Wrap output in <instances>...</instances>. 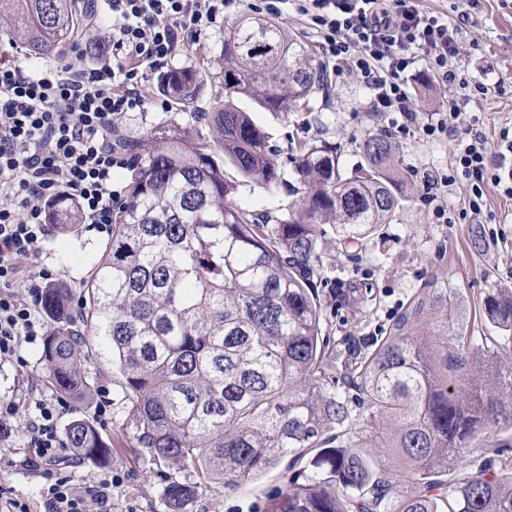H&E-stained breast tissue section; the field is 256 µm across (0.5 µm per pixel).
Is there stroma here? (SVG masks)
I'll use <instances>...</instances> for the list:
<instances>
[{
    "label": "stroma",
    "instance_id": "stroma-1",
    "mask_svg": "<svg viewBox=\"0 0 512 512\" xmlns=\"http://www.w3.org/2000/svg\"><path fill=\"white\" fill-rule=\"evenodd\" d=\"M420 6L460 24L462 35L454 83H443L422 63L410 72L407 91L412 121H405L398 112H371L369 89L361 77L347 70L331 74L327 88L315 93L308 107L298 111L264 112L251 101L240 103L269 133L274 145L287 147L292 133L310 142L325 140L340 146L341 162L348 169L361 162L358 147L367 135L393 136L395 124H409V135L393 138L403 160L399 176L411 188V200L391 223L356 243L340 240L334 225L326 227L323 303L334 335L350 336L360 347L370 344L413 305L422 288L428 295L413 335L437 344L455 336L498 339L499 331L483 318V301L496 290L512 292V199L488 184L481 210L469 213L470 185L455 168L456 154L469 141L470 131L483 132L487 137L491 145L487 166L491 169L500 162L496 144L501 132L512 131V0H420ZM223 46L224 30L218 27L185 45L172 64L196 65L208 59L211 77L207 86L217 88L222 80L217 60ZM156 82V77H149L144 88L145 108L122 120V134L141 136L174 115L192 123L197 113L209 111L210 98L206 95L182 109L166 103L156 90ZM477 83L491 88L488 98L469 96V88ZM451 97L460 103V117L447 133L424 135L423 123L446 108ZM443 174L451 175L452 182L437 187L435 193L438 204L448 209L450 221L446 224L436 222L423 197L426 185ZM475 226L481 227L486 242L478 251L470 244ZM109 238V233L86 224L64 240L50 235L38 249L37 262L50 270L55 280L76 289L90 272L88 256L99 253ZM446 289L453 290L456 297L455 314L449 322L440 314V293ZM42 349V340L25 342L14 359L0 361V401L13 398L18 404L10 420L12 436L0 442V510L16 499L28 503L32 512H44L48 481L41 474L5 464L6 459L15 462L26 452L23 426L30 403L57 398L43 381ZM84 370L93 395L69 401L58 426L66 428L75 419L93 421L112 440V462L104 468L71 453L60 465L62 474L70 476L79 488L111 476L112 512H167L163 490L174 469L162 461L142 459L137 449L123 444V393L111 364L93 356L86 359ZM102 390L108 392L111 405L106 414L99 415L94 395ZM483 437L498 448L499 454L491 458L484 449L468 448L465 456L469 469H478L488 461L497 470L511 467L512 428L491 426ZM286 485L285 470L277 467L237 488L202 492L193 512H261L268 498Z\"/></svg>",
    "mask_w": 512,
    "mask_h": 512
}]
</instances>
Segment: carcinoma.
Instances as JSON below:
<instances>
[{
    "label": "carcinoma",
    "mask_w": 512,
    "mask_h": 512,
    "mask_svg": "<svg viewBox=\"0 0 512 512\" xmlns=\"http://www.w3.org/2000/svg\"><path fill=\"white\" fill-rule=\"evenodd\" d=\"M92 23L81 0H0V31L36 55H65ZM221 63L224 101L206 113L208 135L174 117L122 139L130 163L111 238L79 294L45 289L54 326L44 379L80 399L89 385L80 358L95 350L111 362L129 447L181 474L165 486L168 512H191L201 492L232 489L284 461L305 466L263 512H441L433 475L463 467L475 442L499 453L482 432L512 423V365L500 366L485 337L437 347L412 335L409 311L367 352L340 348L315 281L324 225L353 242L392 221L405 202L395 147L365 138L364 161L350 170L325 141H301L282 160L233 99L285 112L323 88L327 72L282 26L260 19L224 30ZM207 78L176 68L157 90L190 103ZM227 164L238 179L224 176ZM252 184L288 186L298 208L256 217L236 202ZM46 212L61 235L82 223L67 197L49 200ZM483 314L512 339V294L489 295ZM66 437L88 462L112 461V441L92 423L71 421ZM389 457L407 483L396 499L381 476ZM443 500L448 512H512V479L467 474Z\"/></svg>",
    "instance_id": "obj_1"
}]
</instances>
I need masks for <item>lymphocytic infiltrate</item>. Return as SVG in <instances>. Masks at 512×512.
Listing matches in <instances>:
<instances>
[{
	"instance_id": "lymphocytic-infiltrate-1",
	"label": "lymphocytic infiltrate",
	"mask_w": 512,
	"mask_h": 512,
	"mask_svg": "<svg viewBox=\"0 0 512 512\" xmlns=\"http://www.w3.org/2000/svg\"><path fill=\"white\" fill-rule=\"evenodd\" d=\"M111 48L85 65H46L30 72L0 64V360L13 358L23 340L44 332L48 270L35 258L51 233L45 205L65 195L78 200L85 223L111 225L122 197L112 171L125 160L112 133L120 119L143 109V88L156 66L175 58L184 42L224 21L226 0H109ZM250 11L283 15L295 10L319 38L324 58L361 76L377 112H408L403 74L418 62L443 82L456 78L459 26L424 11L418 0H250ZM488 141L474 134L455 164L469 181L471 210H480L485 184L512 198V165L489 172ZM24 426V469L51 480L47 512H112V479L77 489L54 471L64 442L60 407L39 400Z\"/></svg>"
}]
</instances>
